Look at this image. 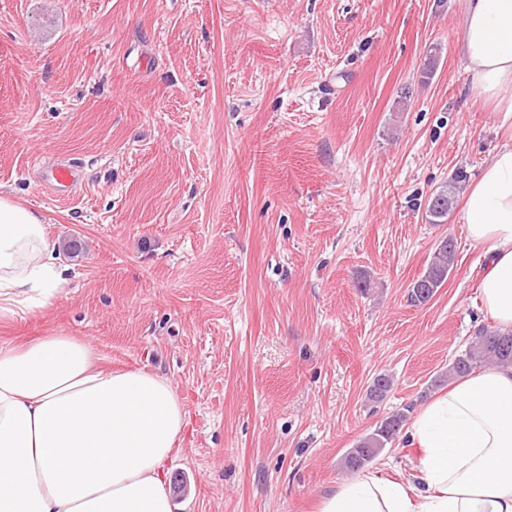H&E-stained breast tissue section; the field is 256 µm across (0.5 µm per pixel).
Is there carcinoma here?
<instances>
[{"label":"carcinoma","mask_w":512,"mask_h":512,"mask_svg":"<svg viewBox=\"0 0 512 512\" xmlns=\"http://www.w3.org/2000/svg\"><path fill=\"white\" fill-rule=\"evenodd\" d=\"M461 177H456L439 187L429 197L427 213L433 224H442L453 208L456 194L460 189ZM456 245L453 238L441 246L436 245L430 263L421 276L412 284L410 300L416 305L429 302L448 278V273L455 264ZM489 365H512V331L495 328H482L470 345L461 352L448 366V374L440 375L434 385L441 384L448 376L463 377L474 370ZM392 390L389 376L380 374L374 378L369 388V400L380 403ZM412 407L407 406L402 412L393 413L383 418L374 430L362 437L350 449L343 459V467L355 472L370 464L380 452L398 437L407 413Z\"/></svg>","instance_id":"obj_1"}]
</instances>
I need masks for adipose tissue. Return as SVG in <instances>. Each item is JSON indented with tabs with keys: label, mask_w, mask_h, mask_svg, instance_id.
I'll list each match as a JSON object with an SVG mask.
<instances>
[{
	"label": "adipose tissue",
	"mask_w": 512,
	"mask_h": 512,
	"mask_svg": "<svg viewBox=\"0 0 512 512\" xmlns=\"http://www.w3.org/2000/svg\"><path fill=\"white\" fill-rule=\"evenodd\" d=\"M458 43L496 143L463 222L485 265L482 309L512 330V0H463ZM46 219L0 193V317L52 305L69 279ZM186 425L171 380L112 371L54 331L0 342V512H173L168 464ZM399 481L360 473L318 512H512V366L481 368L423 403Z\"/></svg>",
	"instance_id": "ef3b65f1"
}]
</instances>
